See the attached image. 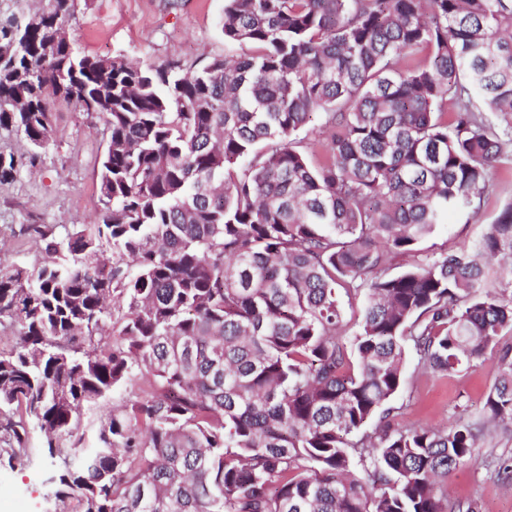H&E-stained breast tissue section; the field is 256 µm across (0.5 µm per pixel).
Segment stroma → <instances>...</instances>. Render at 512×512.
Instances as JSON below:
<instances>
[{
    "label": "stroma",
    "mask_w": 512,
    "mask_h": 512,
    "mask_svg": "<svg viewBox=\"0 0 512 512\" xmlns=\"http://www.w3.org/2000/svg\"><path fill=\"white\" fill-rule=\"evenodd\" d=\"M223 13L224 0H76L67 34L88 54L121 55L157 66L176 58L202 63L226 53H248V46L225 44ZM54 127L53 142L37 167L0 185V268L29 267L41 259L24 245L21 225L86 224L98 209V173L106 150L102 120L60 103L54 108ZM504 155L479 212L449 214L418 251L393 256L391 272L479 242L486 225L512 201V143L505 145ZM492 381L487 365L448 376L431 373L410 351L393 404L404 420L435 428L452 426L462 417L479 421ZM502 456H512V427L497 428L449 472L450 498L472 500L478 512H512V477L494 469ZM45 479V471L34 467L0 469V512H45Z\"/></svg>",
    "instance_id": "stroma-1"
}]
</instances>
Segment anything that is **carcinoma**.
Instances as JSON below:
<instances>
[{"label":"carcinoma","instance_id":"obj_1","mask_svg":"<svg viewBox=\"0 0 512 512\" xmlns=\"http://www.w3.org/2000/svg\"><path fill=\"white\" fill-rule=\"evenodd\" d=\"M23 2L0 16V135L29 150H0V185L41 159L58 100L108 144L96 220L26 224L49 261L0 268V464L44 466L48 512H477L444 483L484 424L391 402L408 347L441 375L490 360L485 413L512 424V201L472 249L388 262L489 191L512 0H225L224 41L251 51L160 67L64 38L76 0ZM143 371V396L81 418ZM318 121L310 123L305 132L301 134L303 137V145L305 149L313 155L314 163L320 162L324 159V152L321 142H326L327 133H320L318 130Z\"/></svg>","mask_w":512,"mask_h":512}]
</instances>
